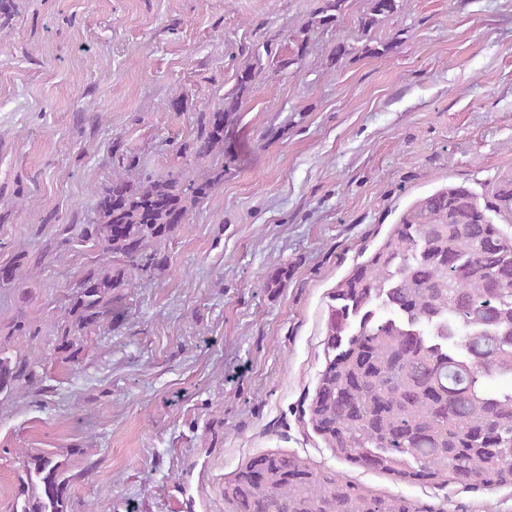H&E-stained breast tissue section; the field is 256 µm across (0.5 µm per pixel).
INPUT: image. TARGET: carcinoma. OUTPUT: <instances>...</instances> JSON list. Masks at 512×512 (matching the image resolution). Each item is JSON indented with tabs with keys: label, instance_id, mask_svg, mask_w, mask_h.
Listing matches in <instances>:
<instances>
[{
	"label": "carcinoma",
	"instance_id": "obj_1",
	"mask_svg": "<svg viewBox=\"0 0 512 512\" xmlns=\"http://www.w3.org/2000/svg\"><path fill=\"white\" fill-rule=\"evenodd\" d=\"M346 0L321 5L288 39L276 71L303 60L309 34L338 25ZM402 0H370L365 32ZM255 72L241 71L224 106L196 116L180 147L194 160L224 150ZM224 170L135 180L120 170L96 193L95 216L70 232L112 257L77 281L58 326L57 350L78 364L83 334L112 323L133 277L162 272L158 245L222 184ZM327 353L309 421L339 460L396 480L495 489L512 486V173L481 185L449 183L416 199L383 241L336 284ZM43 357L0 349V394L39 381ZM14 512H67L69 477L48 454L27 457ZM236 512H419L294 455L254 459L224 489Z\"/></svg>",
	"mask_w": 512,
	"mask_h": 512
}]
</instances>
